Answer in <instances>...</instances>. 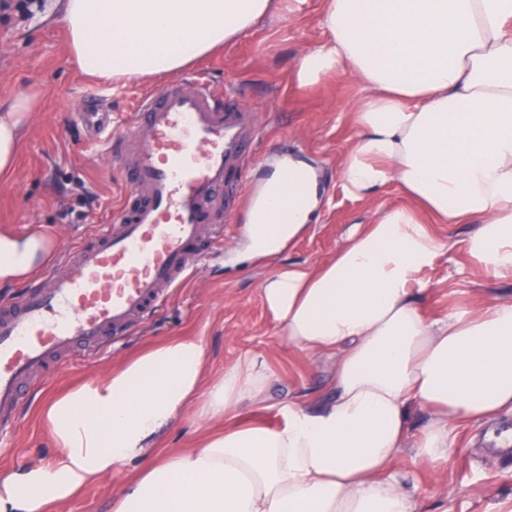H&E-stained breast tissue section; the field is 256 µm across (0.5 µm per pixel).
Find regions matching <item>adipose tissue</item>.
Masks as SVG:
<instances>
[{
  "label": "adipose tissue",
  "mask_w": 512,
  "mask_h": 512,
  "mask_svg": "<svg viewBox=\"0 0 512 512\" xmlns=\"http://www.w3.org/2000/svg\"><path fill=\"white\" fill-rule=\"evenodd\" d=\"M305 0H62L70 50L108 80L165 75ZM323 40L293 72L309 85L347 69L361 87L341 179L356 197L398 185L405 205L355 225L329 259L268 278L261 300L284 346L333 358L335 392L295 397L270 427L235 422L263 403L272 371L247 351L206 376L205 348L172 338L49 400L46 460L0 474V512H54L140 460L112 512H414L396 464L405 448L447 459L460 424L512 412V300L427 317L421 275L448 251L422 221L476 223L470 258L512 276V0H325ZM34 104L0 109V175L16 163ZM246 211L250 257L302 236L323 203L319 174L293 153L262 164ZM55 242L0 232V285L47 265ZM428 423L411 434L409 419ZM225 422L185 453L148 458L180 417Z\"/></svg>",
  "instance_id": "adipose-tissue-1"
}]
</instances>
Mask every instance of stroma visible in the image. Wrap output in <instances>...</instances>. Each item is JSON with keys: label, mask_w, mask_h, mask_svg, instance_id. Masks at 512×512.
Here are the masks:
<instances>
[{"label": "stroma", "mask_w": 512, "mask_h": 512, "mask_svg": "<svg viewBox=\"0 0 512 512\" xmlns=\"http://www.w3.org/2000/svg\"><path fill=\"white\" fill-rule=\"evenodd\" d=\"M320 7L321 0H307L301 15L261 24L191 64L192 69L207 70L217 90L238 93L257 113L261 142L248 165L249 178H256L262 158L275 153H304L319 162L326 196L318 222L277 259L253 264L238 256L245 240V213L237 211L224 227L223 250L210 253L198 274L152 318L114 337L96 358L74 360L65 371L48 374L27 392L12 438L14 452L0 456V472L53 455L41 420V409L52 397L172 337L203 341L210 376L223 372L225 363L244 351L265 354L273 372L269 406L245 410L247 420L273 426L279 421L280 402L302 394L331 396L330 364L310 362L279 344L261 301V283L278 268H310L327 259L353 225L372 223L378 208L404 202L405 197L395 185L364 199L343 187L339 169L353 135L352 107L361 95L353 75L341 69L306 87L291 79L302 53L323 37ZM164 82L159 76L113 89L108 81L84 73L70 53L60 0H46L44 8L28 19L0 23V104L21 94L37 104L15 169L0 180V227L18 233L38 224L57 236L60 247L69 248L87 239L95 225L107 223L119 205L124 183L112 170L104 142L85 137L76 112L92 92L103 89L113 117L123 119L144 89ZM433 230L456 246L422 275L428 284L421 296L427 315L512 297V279L492 276L470 260L464 242L474 225L437 224ZM507 429H512L511 413L461 425L448 460L431 465L404 451L399 470L409 479L416 512H512V472L504 471L505 459L497 451V437ZM206 435V428L182 417L158 434L150 454L199 447ZM141 467L136 461L116 469L56 512H112L113 498Z\"/></svg>", "instance_id": "stroma-1"}]
</instances>
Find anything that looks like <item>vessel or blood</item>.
I'll use <instances>...</instances> for the list:
<instances>
[{"label":"vessel or blood","instance_id":"1","mask_svg":"<svg viewBox=\"0 0 512 512\" xmlns=\"http://www.w3.org/2000/svg\"><path fill=\"white\" fill-rule=\"evenodd\" d=\"M78 117L87 135L111 143L126 190L91 242L0 305L1 445L16 429L24 381L60 369L74 349L97 355L155 314L223 245L224 224L251 197L243 174L260 134L256 115L202 74L142 92L121 125L96 97Z\"/></svg>","mask_w":512,"mask_h":512}]
</instances>
